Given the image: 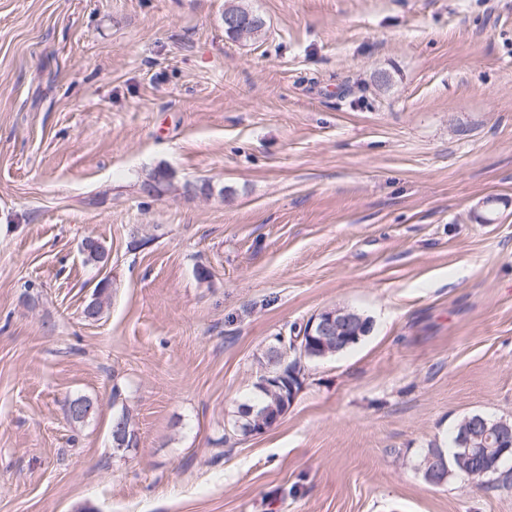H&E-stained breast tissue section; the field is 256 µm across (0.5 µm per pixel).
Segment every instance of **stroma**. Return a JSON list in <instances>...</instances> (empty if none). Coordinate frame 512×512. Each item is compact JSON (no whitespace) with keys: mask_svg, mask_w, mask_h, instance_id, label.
I'll list each match as a JSON object with an SVG mask.
<instances>
[{"mask_svg":"<svg viewBox=\"0 0 512 512\" xmlns=\"http://www.w3.org/2000/svg\"><path fill=\"white\" fill-rule=\"evenodd\" d=\"M241 2L262 38L227 0H0V512H512L418 468L512 420V0ZM336 306L368 336L232 434L268 341ZM234 9L237 10L245 18L249 17L250 30L255 32V40L259 39L265 33V21L261 15L251 10L247 6L241 4H232ZM238 12L226 7L224 9V29L227 31L226 35L232 39L234 35L239 40L243 41L253 36L252 32L249 31V27L241 23L239 20Z\"/></svg>","mask_w":512,"mask_h":512,"instance_id":"1","label":"stroma"}]
</instances>
